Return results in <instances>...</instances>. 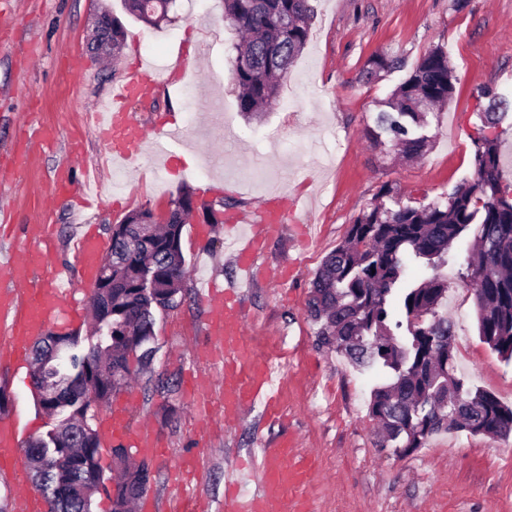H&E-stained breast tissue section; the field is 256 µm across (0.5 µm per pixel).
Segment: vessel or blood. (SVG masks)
<instances>
[{"instance_id": "1", "label": "vessel or blood", "mask_w": 512, "mask_h": 512, "mask_svg": "<svg viewBox=\"0 0 512 512\" xmlns=\"http://www.w3.org/2000/svg\"><path fill=\"white\" fill-rule=\"evenodd\" d=\"M157 89L152 69L140 68L123 80L110 95L101 112L68 114L67 123L80 130L98 123L99 134L111 146L113 159L137 162L149 133L129 109L132 99H151ZM288 210L276 201L265 202L258 223L239 229L238 225L224 227L227 235H241L236 262L243 277H250L254 255L261 242L276 234ZM50 247L46 225H37L33 237L22 249V256L7 270L8 284L0 289V360L24 367L27 349L45 333L46 326L59 318L81 321L84 310L74 302L60 281L59 272L45 269V256ZM108 249L96 229L84 232L75 243V253L82 268L84 283H92L102 258ZM206 299L210 309L205 334L208 346L202 352L205 359L221 362L222 378L218 383L197 379L187 391L196 408L203 413H217L225 425L236 423L246 408L264 400L268 416L280 413V405L266 389L272 383L268 364L258 361L252 339L245 326L244 315L237 304L232 287L209 282ZM132 404L123 401L98 424L102 447L124 446L156 459L166 451L159 433L148 426H136L131 421ZM20 424L17 419L0 420V469L14 466L19 443ZM256 465L252 470L255 488L245 494L240 490L241 466L230 461L224 472V512H313L314 504L302 489L308 485L313 472L306 459L295 458L287 443L257 449Z\"/></svg>"}]
</instances>
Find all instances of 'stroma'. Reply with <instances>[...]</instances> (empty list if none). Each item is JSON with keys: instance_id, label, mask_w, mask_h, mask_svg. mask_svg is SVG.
<instances>
[{"instance_id": "stroma-1", "label": "stroma", "mask_w": 512, "mask_h": 512, "mask_svg": "<svg viewBox=\"0 0 512 512\" xmlns=\"http://www.w3.org/2000/svg\"><path fill=\"white\" fill-rule=\"evenodd\" d=\"M313 6L310 39L278 103L262 120L250 121L237 107V35L224 21L223 0H176L171 22L158 28L125 16L121 0H0V14L15 21L0 51V267L14 247L5 236L8 225L48 222L55 236L48 266L78 280L73 242L87 227L103 234L132 210L162 211L189 186L198 201L216 205L218 221L200 238L193 228L202 216L185 225L187 289L176 308L156 312L153 360L120 391L133 398L136 419L158 429L167 450L164 460L151 463L154 512H169L178 495L170 472L186 452L204 461L199 492L210 512H223L225 463L284 439L317 461L318 475L307 489L317 512H512V437L442 433L405 456L380 448L368 406L382 373L357 371L336 352L318 348L307 313L316 269L385 184L397 187L401 203L432 202L472 177V139L488 103L482 92L512 96V0H314ZM105 8L126 30L115 64L86 49L92 17ZM439 46L448 51L456 92L428 116L431 149L418 160L395 161L392 147L374 146L366 129L382 101ZM76 54L83 65L75 70L69 63ZM383 54L401 57L402 67L366 78L369 60ZM142 59L164 69L167 82L158 88L156 107H138L137 117L155 128L174 113L183 138L169 158L148 139L139 166L120 168L95 131L71 134L61 116L92 109ZM27 112L58 133L52 148L19 174L12 161L29 134L17 122ZM76 139L83 142L84 166L100 173L105 208L82 211L62 200L46 205L55 170ZM272 194L297 210L261 245L253 281L239 295L258 356L282 359L284 415L268 420L258 402L242 423L200 431L188 378L202 373L216 382L222 372L197 353L208 311L200 285L238 279L223 222L255 218ZM470 247L455 244L454 262L444 269L455 364L475 386L510 405L512 364L480 340L474 295L461 277ZM161 381L171 383L172 392L156 391ZM0 389L8 396L0 418L18 417L24 438L57 425V417L37 408L29 369L0 367Z\"/></svg>"}]
</instances>
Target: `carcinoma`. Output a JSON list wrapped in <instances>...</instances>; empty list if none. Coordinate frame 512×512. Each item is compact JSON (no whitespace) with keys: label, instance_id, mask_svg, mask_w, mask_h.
Instances as JSON below:
<instances>
[{"label":"carcinoma","instance_id":"1","mask_svg":"<svg viewBox=\"0 0 512 512\" xmlns=\"http://www.w3.org/2000/svg\"><path fill=\"white\" fill-rule=\"evenodd\" d=\"M173 2L124 0L130 15L153 27L170 21ZM313 18L310 0H224V22L242 34L232 77L245 117H261L279 97L309 41ZM97 24L99 44L112 46V61H117L125 39L123 23L103 10ZM398 67L399 59L377 56L367 75L377 77ZM455 90L448 51L437 47L383 102L367 138L377 146L391 143L404 160L426 153L432 144L427 113L415 107L446 103ZM483 95L489 104L481 112V128L505 123L512 128V101L489 90ZM473 165L474 178L456 186L443 203L402 205L395 201L394 188H382L381 201L349 225L311 282L308 316L317 325V345L352 366L388 373V380L371 392L369 413L381 425L379 446L400 456L441 433L512 435V406L458 376L453 325L440 311L448 279L439 269L448 264L453 245L472 234L478 255L468 260L462 278L473 288L478 335L512 361V183H503L500 175L498 137L481 133L474 139ZM191 196L185 188L171 200L167 224L147 223L150 210L140 208L109 228V254L94 284L98 293L92 295L95 316L110 324L106 345L77 353L76 332L48 333L34 343L33 358L51 364L55 343L73 349L68 373L55 371L60 384L41 399V409L66 406L70 416L66 447L32 471L50 512H92L74 484L103 482L100 460L112 449L102 448L89 411L109 403L114 391L148 365L154 311L176 307L187 288L181 235ZM409 256L435 274L418 286L408 284L404 268ZM78 456L86 461L80 471L73 467ZM114 467L122 480L116 505L140 499L148 489V462L133 461L129 449Z\"/></svg>","mask_w":512,"mask_h":512}]
</instances>
